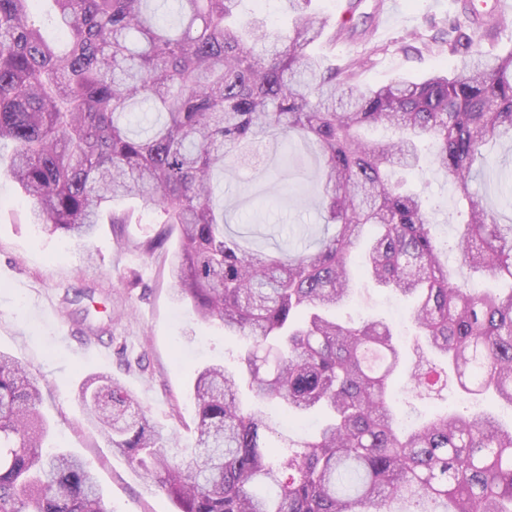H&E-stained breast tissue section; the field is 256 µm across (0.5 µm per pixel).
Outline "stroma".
<instances>
[{
  "instance_id": "35a3bbf8",
  "label": "stroma",
  "mask_w": 512,
  "mask_h": 512,
  "mask_svg": "<svg viewBox=\"0 0 512 512\" xmlns=\"http://www.w3.org/2000/svg\"><path fill=\"white\" fill-rule=\"evenodd\" d=\"M385 5V0H357L350 14L346 0H313V9L331 20L317 52L340 64L362 62L360 83L383 85L399 78L417 81L456 63L448 29L457 20L482 51L512 48V14L499 15L496 0H399L390 17ZM256 151L261 170L235 164L224 173L230 230L267 252L283 243L302 245L295 235L300 226L321 236L313 205L320 165L316 146L271 138ZM403 177L430 198L437 234L454 236L453 188L419 170ZM125 208L132 218L121 231L106 223L83 240L51 236L31 223L28 204L0 171V351L25 364L42 384V411L51 426L46 447L81 458L104 488L112 512H172L163 492L86 422L79 389L92 375L119 379L154 424L176 435L179 453L186 456L194 442L195 370L215 362L236 369L243 343L175 300L164 254L139 248L157 231V213L134 202ZM354 281L341 317L390 321L405 366L413 368L424 342L415 334L410 307L371 287L362 272H355ZM458 399L451 374L442 375L434 393L406 378L394 388L395 407L416 418Z\"/></svg>"
}]
</instances>
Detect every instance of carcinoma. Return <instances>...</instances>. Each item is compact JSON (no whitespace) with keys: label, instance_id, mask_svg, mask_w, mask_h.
<instances>
[{"label":"carcinoma","instance_id":"carcinoma-1","mask_svg":"<svg viewBox=\"0 0 512 512\" xmlns=\"http://www.w3.org/2000/svg\"><path fill=\"white\" fill-rule=\"evenodd\" d=\"M37 0H0V143L7 173L53 235L92 236L102 214L136 199L162 227L142 244L167 251L178 297L204 321L249 345L238 371H197L192 458L114 378L79 390L86 419L166 493L176 512H512V425L489 411H434L401 423L391 389L402 355L392 328L336 316L361 267L378 288L412 303V324L448 363L462 398L490 395L512 410V289L469 287L480 272L512 283V224L472 190L493 139L512 141V49L487 58L467 38L460 62L422 81L366 86L310 52L329 27L312 0H288L292 26L271 34L239 23L240 0H178L166 24L151 0H50L69 36L57 48ZM156 117L133 128V110ZM390 136L364 140L360 129ZM320 149L323 236L265 253L227 231L216 173L269 137ZM432 171L466 209L452 242L435 234L422 193L394 178ZM454 254L457 267L442 266ZM290 419L312 411L318 430L285 439L238 394ZM38 380L0 352V512H109L77 457L44 451L48 424Z\"/></svg>","mask_w":512,"mask_h":512}]
</instances>
